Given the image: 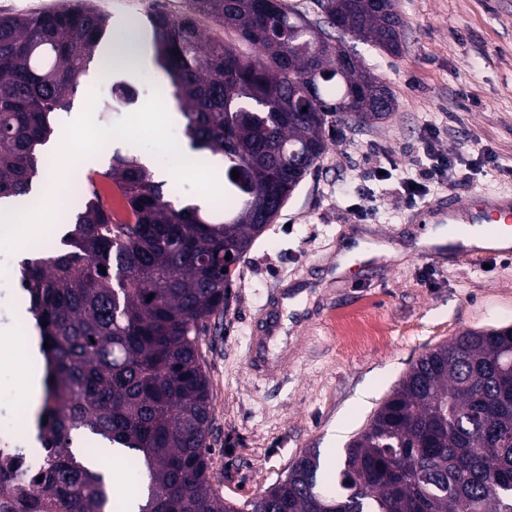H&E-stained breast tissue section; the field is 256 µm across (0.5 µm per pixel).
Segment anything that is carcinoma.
Here are the masks:
<instances>
[{
  "instance_id": "carcinoma-1",
  "label": "carcinoma",
  "mask_w": 512,
  "mask_h": 512,
  "mask_svg": "<svg viewBox=\"0 0 512 512\" xmlns=\"http://www.w3.org/2000/svg\"><path fill=\"white\" fill-rule=\"evenodd\" d=\"M188 4L178 19L149 15L145 42L171 80L190 148L223 157L224 191L238 207L220 216L179 207L143 163L116 151L101 175L119 185L135 223H112L97 194L81 190L63 249L25 259L47 364L45 460L36 496L0 485L11 508H122L120 483L70 450L71 434L84 431L89 457L118 448L122 468L144 475L135 512H241L211 483L213 402L199 337L224 313L272 199L293 194L336 123L353 113L372 126L394 112L393 92L346 41L401 55L393 0H317L314 28L288 0ZM204 18L224 38H205ZM108 28L84 0L0 17V200L31 193L53 118L100 63ZM308 76L312 101L302 96ZM246 512H512V327L465 329L426 351L348 445L337 477L321 478L311 448Z\"/></svg>"
}]
</instances>
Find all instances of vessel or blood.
Wrapping results in <instances>:
<instances>
[{
    "label": "vessel or blood",
    "mask_w": 512,
    "mask_h": 512,
    "mask_svg": "<svg viewBox=\"0 0 512 512\" xmlns=\"http://www.w3.org/2000/svg\"><path fill=\"white\" fill-rule=\"evenodd\" d=\"M408 222L421 224H511L512 196L475 193L469 199H446L439 205L430 203L412 210ZM278 301H271L256 325L247 357L253 376L270 379L288 371L287 352L278 351L283 326L277 317Z\"/></svg>",
    "instance_id": "obj_1"
}]
</instances>
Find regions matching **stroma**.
Returning a JSON list of instances; mask_svg holds the SVG:
<instances>
[{
  "label": "stroma",
  "mask_w": 512,
  "mask_h": 512,
  "mask_svg": "<svg viewBox=\"0 0 512 512\" xmlns=\"http://www.w3.org/2000/svg\"><path fill=\"white\" fill-rule=\"evenodd\" d=\"M112 24H143L150 14L180 17L187 0H140L138 10L119 0H92ZM404 22L400 56L354 42L366 68L386 82L396 109L382 123L339 125L321 162L301 182L237 271L223 316L211 319L199 343L212 390L209 432L212 484L237 508L285 480L306 449L320 453L323 472L426 350L467 328L512 326V258L492 251L484 265L443 255L429 263L411 243L426 225L406 221L399 187L407 163L422 147L429 124L443 126L444 150H464L452 184L430 189L465 199L481 191L511 194L512 179L484 166L480 151L512 167V0H395ZM161 68L132 72L90 67L57 126L73 121L90 91L99 100L114 87L135 85L148 99ZM137 156L163 174L175 204L212 200L177 185L147 150L120 140L105 143L94 165L74 167L68 182L101 183L113 152ZM394 160L384 181L368 180L377 152ZM386 243L384 262L367 272L350 268L347 282L330 279L341 251L358 243ZM295 293L284 314L291 364L282 381L262 382L245 361L253 322L279 288ZM17 350L0 354V418L24 403Z\"/></svg>",
  "instance_id": "obj_1"
}]
</instances>
